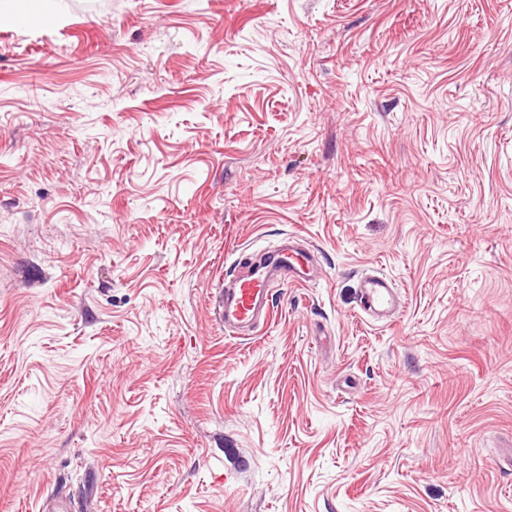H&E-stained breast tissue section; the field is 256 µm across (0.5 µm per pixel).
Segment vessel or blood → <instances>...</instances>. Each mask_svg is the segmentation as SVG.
<instances>
[{"label": "vessel or blood", "mask_w": 512, "mask_h": 512, "mask_svg": "<svg viewBox=\"0 0 512 512\" xmlns=\"http://www.w3.org/2000/svg\"><path fill=\"white\" fill-rule=\"evenodd\" d=\"M240 273L225 278L216 300V316L225 329L241 336L252 335L270 317L272 285L310 284L317 280L318 252L289 238L273 251L239 253ZM361 304L373 317L388 319L400 305L392 281L383 274H367L360 280Z\"/></svg>", "instance_id": "vessel-or-blood-1"}]
</instances>
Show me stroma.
Returning <instances> with one entry per match:
<instances>
[{
    "instance_id": "obj_1",
    "label": "stroma",
    "mask_w": 512,
    "mask_h": 512,
    "mask_svg": "<svg viewBox=\"0 0 512 512\" xmlns=\"http://www.w3.org/2000/svg\"><path fill=\"white\" fill-rule=\"evenodd\" d=\"M511 444L512 0H0V512H512ZM300 239L288 241L274 251L246 254L242 250L235 263L242 273L224 277L216 299V316L225 330L250 336L268 322L274 284H311L317 280L320 269L318 252ZM243 265V266H242ZM359 288L362 307L372 317L389 319L400 306L398 290L384 274H365Z\"/></svg>"
}]
</instances>
